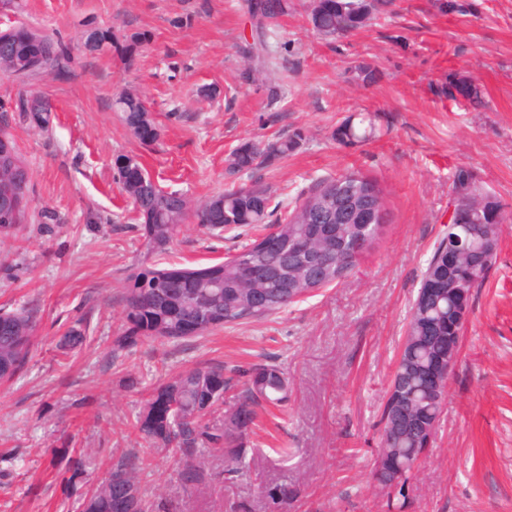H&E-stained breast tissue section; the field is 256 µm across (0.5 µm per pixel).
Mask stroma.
<instances>
[{"label":"stroma","mask_w":512,"mask_h":512,"mask_svg":"<svg viewBox=\"0 0 512 512\" xmlns=\"http://www.w3.org/2000/svg\"><path fill=\"white\" fill-rule=\"evenodd\" d=\"M468 2L459 13L396 0L393 14L336 41L311 29L309 0H292L270 26L269 62L253 67L245 0H0V30L33 27L67 48L62 71L24 84L0 74V124L28 166L32 213L16 236H0V309L37 317L23 369L0 383V512H75L128 453L149 458L141 485L160 512H280L267 492L285 484L297 490L289 512H384L372 475L379 420L421 273L448 229L449 177L460 164L504 205L498 257L472 303L407 512H512V0ZM89 26L111 32L104 51L81 48ZM362 63L374 82L353 79ZM452 72L481 87L482 107L448 97ZM207 85L218 87L216 98L198 97ZM22 90L52 100L49 132L18 124L11 106ZM123 91L151 103L153 145L114 111ZM358 112L371 113L379 137L332 140ZM297 130L301 146L254 179L280 202L351 171L378 180L391 220L358 269L261 322L121 343L123 285L143 249L116 157L139 156L164 190L195 205L232 183L225 159L240 142ZM46 212L56 222L44 223ZM247 239L189 221L164 262L197 267ZM78 320L87 342L61 358L58 337ZM265 357L292 389L282 431L250 436L248 475L184 488L169 453L132 429L143 387L202 362ZM131 375L140 387H126ZM279 440L292 447L288 458L274 452ZM61 451L87 470L66 489L54 466Z\"/></svg>","instance_id":"1"}]
</instances>
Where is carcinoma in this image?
<instances>
[{"instance_id": "cac0c4a2", "label": "carcinoma", "mask_w": 512, "mask_h": 512, "mask_svg": "<svg viewBox=\"0 0 512 512\" xmlns=\"http://www.w3.org/2000/svg\"><path fill=\"white\" fill-rule=\"evenodd\" d=\"M394 0H309L307 20L319 35L336 39L367 26L392 11ZM247 12L258 37L256 59L263 63L269 55L266 23L288 14L290 0H250ZM11 54L27 58L35 68H55L65 49L44 48L28 41L22 30L1 34ZM31 94L21 92L14 102L20 123L41 132L49 131L50 119H30L26 109ZM448 97H462L481 105L479 88L456 73L448 74ZM143 98L124 92L114 102L127 129L144 144L158 139L154 121H142ZM375 126L364 117H349L339 124L332 137L341 145L353 146L372 139ZM304 140L302 131L271 140H246L227 158L232 175H251L257 169L288 157ZM127 156L115 160L118 181L136 204V221L144 241L145 260L131 271L122 293L126 335L122 341L139 339L184 340L203 336L226 325H239L265 319L289 305L311 296L302 288L284 293L274 287L273 272L281 263L278 254L265 252L268 233L274 231L282 248L293 252L299 244L323 248L318 225L307 221V214L319 207H330L342 190L368 194L374 206L386 209L383 189L373 179L358 172L325 178L300 194L279 213L271 206V196L257 183L232 185L195 208L175 191H165L149 177L134 174L122 165ZM448 198L456 203L457 223L468 230L470 243L455 272L460 287L466 289V307L484 287L498 255L499 228L492 222L501 215L502 203L487 190L473 169L457 167L450 178ZM210 231L260 228L257 237L228 252L224 259L199 268L163 266L159 257L166 253L180 225L189 218ZM363 234L360 224L336 225V237L346 240L345 258H335V269L328 286L344 283L373 246L356 250L352 242ZM455 245L450 236L440 238L427 260L414 297L411 316L402 341L401 359L395 366L381 415L380 446L373 479L383 490L385 512H405L407 489L415 479L414 463L433 437L445 401V386L427 378L433 367L446 366L448 332L455 323L454 304L448 301V250ZM219 281L221 287H212ZM439 286L443 295L428 289ZM37 322L29 311L0 312V382L11 380L25 365ZM82 322L69 326L58 340V349L67 354L83 344ZM218 377L229 400L212 398L208 382ZM291 390L280 365L272 359L236 366L224 372L222 364H199L178 375L162 379L146 391L143 407L132 427L150 446L172 451L182 483L194 489L209 485L210 478L201 464L207 451L224 455V474L239 472L247 452V438L263 426L265 417L283 420L288 415ZM146 464L132 455L120 458L108 478L81 504V512H154L141 488Z\"/></svg>"}]
</instances>
